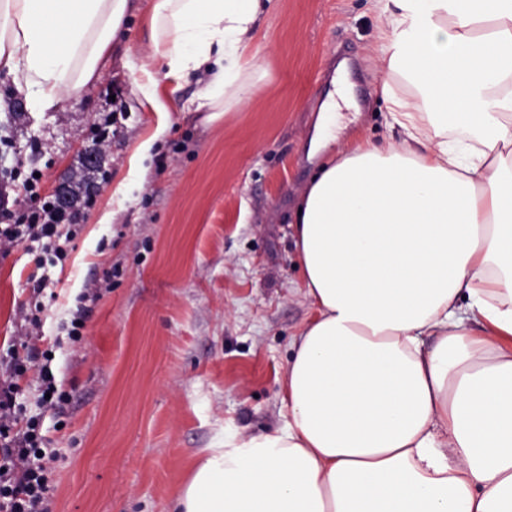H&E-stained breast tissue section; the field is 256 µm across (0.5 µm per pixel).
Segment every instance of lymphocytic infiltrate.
<instances>
[{
	"label": "lymphocytic infiltrate",
	"instance_id": "f902f5d3",
	"mask_svg": "<svg viewBox=\"0 0 512 512\" xmlns=\"http://www.w3.org/2000/svg\"><path fill=\"white\" fill-rule=\"evenodd\" d=\"M64 234L54 200L35 199L14 223L0 226V246L38 242L43 250L60 255ZM30 371L37 374L40 409L58 415L69 400L58 391L48 365L39 363L28 339L10 346L7 355L0 357V512H48L50 486L45 462L57 451L47 447L39 419L26 416L17 401L18 380Z\"/></svg>",
	"mask_w": 512,
	"mask_h": 512
}]
</instances>
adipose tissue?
<instances>
[{"mask_svg": "<svg viewBox=\"0 0 512 512\" xmlns=\"http://www.w3.org/2000/svg\"><path fill=\"white\" fill-rule=\"evenodd\" d=\"M129 0H0V71L38 109L98 82ZM401 141L334 145L292 219L312 315L285 423L225 432L175 512H512V0H374ZM272 0H151L133 87L242 101Z\"/></svg>", "mask_w": 512, "mask_h": 512, "instance_id": "1", "label": "adipose tissue"}]
</instances>
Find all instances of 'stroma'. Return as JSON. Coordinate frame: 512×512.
Segmentation results:
<instances>
[{
    "instance_id": "stroma-1",
    "label": "stroma",
    "mask_w": 512,
    "mask_h": 512,
    "mask_svg": "<svg viewBox=\"0 0 512 512\" xmlns=\"http://www.w3.org/2000/svg\"><path fill=\"white\" fill-rule=\"evenodd\" d=\"M147 11L148 0H133L101 79L45 111L0 71V202L27 208L34 174L51 195L86 144L106 174L92 204L77 207L65 258L28 242L0 253V351L37 318V346L70 398L66 415L40 416L58 450L49 512H172L225 429L283 425L289 342L310 316L289 216L322 163L310 140L339 63L352 101L337 136L403 137L372 61L373 0H277L255 42L253 94L211 123L185 108L202 77L165 84L176 104L166 114L134 93L133 67L160 66Z\"/></svg>"
}]
</instances>
